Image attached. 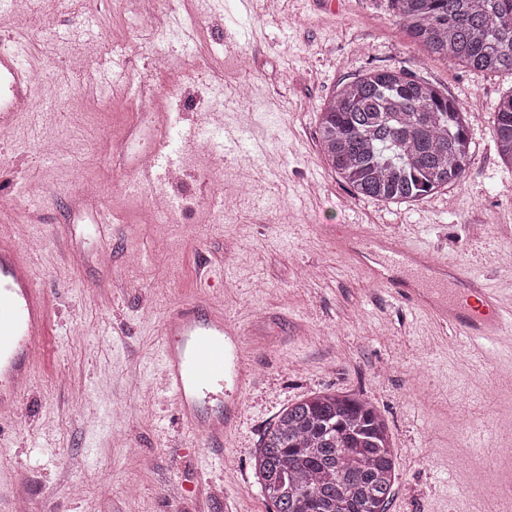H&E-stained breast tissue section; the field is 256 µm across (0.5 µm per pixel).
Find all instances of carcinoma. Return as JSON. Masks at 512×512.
<instances>
[{
    "label": "carcinoma",
    "instance_id": "1",
    "mask_svg": "<svg viewBox=\"0 0 512 512\" xmlns=\"http://www.w3.org/2000/svg\"><path fill=\"white\" fill-rule=\"evenodd\" d=\"M394 22L431 58L512 75V0H390ZM472 116L437 86L401 69H370L324 102L318 139L354 195L410 203L460 182L472 155ZM493 134L512 165V90ZM397 449L368 401L317 392L289 405L254 457L275 512H387Z\"/></svg>",
    "mask_w": 512,
    "mask_h": 512
}]
</instances>
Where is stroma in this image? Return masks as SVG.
Returning <instances> with one entry per match:
<instances>
[{
  "label": "stroma",
  "instance_id": "35a3bbf8",
  "mask_svg": "<svg viewBox=\"0 0 512 512\" xmlns=\"http://www.w3.org/2000/svg\"><path fill=\"white\" fill-rule=\"evenodd\" d=\"M153 0H33L29 15L5 12L0 39L25 44L42 63L40 42H22L54 20L52 70L65 95L89 85L93 109L25 112L0 134V233L25 215L41 241L28 259L50 305L47 347L14 418L0 421V473L24 485L33 512H270L254 475L265 431L288 404L314 392L371 401L397 450L387 512H474L465 489L471 468L496 454L490 481H512V347L475 355L435 317L373 282L340 246L349 233L391 232L402 245L465 266L512 301V168L491 138L493 112L512 76L480 73L428 57L391 17L388 0H255L246 35L235 0H193L199 64L173 58L172 91L139 75L162 36L137 33ZM109 38L115 51L101 53ZM92 58L79 74L70 51ZM372 67L428 79L473 115V154L460 185L413 204L353 196L327 166L317 139L323 102ZM251 102L225 112V126L281 152L269 173L258 150L204 153L181 143L183 185L162 192L183 207L177 222L154 224L149 193L127 166L153 144L155 112L181 110L190 129L236 85ZM262 103L268 119L252 112ZM68 156L55 152L58 138ZM105 187L114 213L100 230L82 209L79 183ZM110 265H100V252ZM81 265H73L74 253ZM210 269L201 286L199 265ZM208 294L243 330L256 361L242 419L223 452L194 446L163 386L159 350L170 306ZM82 468L70 472L71 459ZM109 496H102V485ZM182 488L179 497L170 485Z\"/></svg>",
  "mask_w": 512,
  "mask_h": 512
}]
</instances>
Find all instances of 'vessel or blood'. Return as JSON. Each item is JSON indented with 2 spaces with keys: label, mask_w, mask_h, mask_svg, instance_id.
<instances>
[{
  "label": "vessel or blood",
  "mask_w": 512,
  "mask_h": 512,
  "mask_svg": "<svg viewBox=\"0 0 512 512\" xmlns=\"http://www.w3.org/2000/svg\"><path fill=\"white\" fill-rule=\"evenodd\" d=\"M29 68L19 52L0 47V131L17 115V100L32 96ZM158 134L150 152L152 165L135 159L133 170L142 187L158 175L167 157L169 119L157 116ZM355 256L362 266L386 269L410 267L414 277L391 281L404 300L429 308L454 339L465 346L499 341L512 330V305L468 277L430 257L410 252L394 238L361 237ZM49 329V299L15 238L0 236V413L14 415L32 377L34 354L43 347ZM160 363L164 387L179 406V418L197 433L204 447L220 450L236 425L240 397L254 379V363L240 331L222 306L201 297L172 307L163 322Z\"/></svg>",
  "instance_id": "b4317fda"
}]
</instances>
